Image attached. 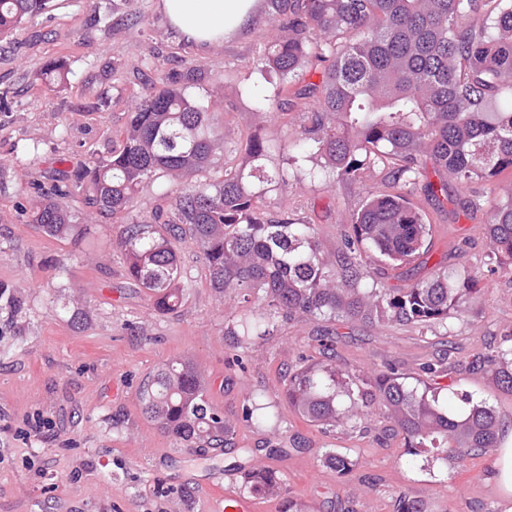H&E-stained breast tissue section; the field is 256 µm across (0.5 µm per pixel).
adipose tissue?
<instances>
[{
  "label": "adipose tissue",
  "instance_id": "adipose-tissue-1",
  "mask_svg": "<svg viewBox=\"0 0 512 512\" xmlns=\"http://www.w3.org/2000/svg\"><path fill=\"white\" fill-rule=\"evenodd\" d=\"M257 0H160L159 7L173 30L203 48L242 32L255 13ZM490 480L502 512H512V427H504L501 446L492 464Z\"/></svg>",
  "mask_w": 512,
  "mask_h": 512
}]
</instances>
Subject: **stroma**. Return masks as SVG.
<instances>
[{
	"label": "stroma",
	"mask_w": 512,
	"mask_h": 512,
	"mask_svg": "<svg viewBox=\"0 0 512 512\" xmlns=\"http://www.w3.org/2000/svg\"><path fill=\"white\" fill-rule=\"evenodd\" d=\"M274 30L256 14L239 35L199 50L178 37L158 0H46L34 21L0 36V512H215L212 480L245 492L243 467L262 461L278 470L312 512H394L404 494L428 512H500L487 478L491 457L465 462L435 453L413 455L402 438L378 443L373 434H324L279 402V420L239 425L232 446L184 448L142 414L140 383L165 361L190 357L205 371L207 397L229 418L258 393L272 394L298 363L317 355L315 322L278 320L273 335L241 348L226 331L241 305L219 297L192 240L178 245L190 288L185 304L157 311L127 277L112 244L118 219L94 217L78 192L70 208L87 232L80 244L30 224L19 204L30 186L51 184L74 167L109 157L135 100L168 72L194 65L210 78L195 97L215 106L226 150L189 184L220 180L245 164L253 134L269 146L268 168L283 165L282 147L298 138L318 106L311 90L279 109L277 78L258 57ZM64 61L69 82L56 90L36 82L46 61ZM439 198L416 184L413 205L433 226L428 252L395 269L378 260V288H404L440 268L461 274L483 267V231L490 198L512 191V174L464 184L449 178ZM388 169L363 181L312 182L288 168V186L269 193L265 214L314 224L328 250L341 246L347 221L366 192L385 189ZM336 364L371 370L394 364L415 377L426 362H458V389L492 405L512 424V395L469 363L512 331V275L484 278L459 318L427 334L403 325L336 322ZM281 446L278 457L268 447ZM329 448L348 449L353 471L337 476L320 461ZM372 490L360 493L361 482Z\"/></svg>",
	"instance_id": "1"
}]
</instances>
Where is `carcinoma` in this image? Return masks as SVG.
<instances>
[{
  "instance_id": "carcinoma-1",
  "label": "carcinoma",
  "mask_w": 512,
  "mask_h": 512,
  "mask_svg": "<svg viewBox=\"0 0 512 512\" xmlns=\"http://www.w3.org/2000/svg\"><path fill=\"white\" fill-rule=\"evenodd\" d=\"M266 21L276 30L260 58L276 75L278 95H300L307 68L320 74L319 110L304 137L286 144L287 163L310 162L305 176L358 181L378 163L388 164L393 191L367 193L349 218L351 232L334 253L321 246L313 225L287 214L265 218L266 195L288 186V168L267 169L269 146L258 136L249 145L248 167L224 170V178L173 197L164 230L132 217L139 188L172 183L207 169L224 150V132L213 111L191 89L207 79L196 66L173 71L129 113L122 143L47 191L26 197L25 213L47 236L78 239L65 201L85 191L104 215H129L114 240L129 278L159 311L186 299L173 242L188 237L203 251L210 287L248 307L230 333L248 341L268 336L277 318L405 324L424 332L450 313L465 312L466 296L480 275L455 278L437 272L407 288H375L368 265L383 258L407 265L420 255L431 224L406 189L427 177V165L451 172L462 183L488 181L512 170V0H267ZM45 0H0V34L38 17ZM35 78L67 86L60 60ZM489 261L512 270V193L492 201L485 228ZM319 357L288 375L279 397L294 414L325 432L346 431L371 414L386 422L383 434L404 440L418 455L435 448L443 459L488 455L500 447L502 426L494 408L457 395L443 363H426L416 382L385 365L373 372L340 368L330 329L316 337ZM474 366L488 371L512 394V347L480 354ZM142 413L185 448H222L236 424L207 399V382L190 358L162 364L139 386ZM270 408L259 396L243 406L254 424ZM322 464L342 477L355 466L350 454L330 448ZM246 486L282 502L283 512H310L279 471L252 465Z\"/></svg>"
}]
</instances>
